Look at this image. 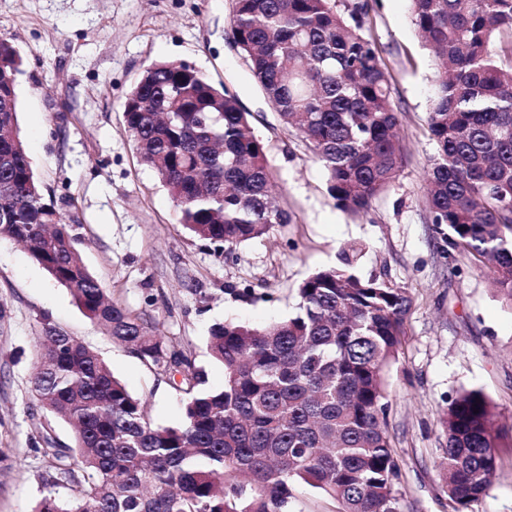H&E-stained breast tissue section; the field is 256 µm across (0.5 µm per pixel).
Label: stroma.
Masks as SVG:
<instances>
[{"mask_svg": "<svg viewBox=\"0 0 512 512\" xmlns=\"http://www.w3.org/2000/svg\"><path fill=\"white\" fill-rule=\"evenodd\" d=\"M233 0H0V39L23 58L18 124L36 178L73 227L88 270L113 302L140 315L224 386L207 348L213 324L264 325L291 316L299 285L363 246L356 273L407 289L406 343L384 372L388 427L399 454L403 512H452L440 472L449 400L479 389L506 431L492 484L471 512H512V308L486 272L449 252L425 208L435 146L427 125L435 60L414 29L409 0H369L400 112L404 160L396 181L352 218L327 193L326 173L285 128L228 45ZM184 60L229 84L266 146L277 200L289 216L266 235L216 252L176 222L175 203L143 164L123 118L142 68ZM96 351L146 398L151 419L174 425L183 394L145 361L113 344L28 250L0 240V512H37L47 490L43 435L73 447L65 421L34 414L28 386L43 320Z\"/></svg>", "mask_w": 512, "mask_h": 512, "instance_id": "obj_1", "label": "stroma"}]
</instances>
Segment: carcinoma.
<instances>
[{"instance_id":"1","label":"carcinoma","mask_w":512,"mask_h":512,"mask_svg":"<svg viewBox=\"0 0 512 512\" xmlns=\"http://www.w3.org/2000/svg\"><path fill=\"white\" fill-rule=\"evenodd\" d=\"M438 59L428 116L435 144L427 208L448 247L487 263L512 308V0H411ZM366 0H234L237 52L281 123L327 176L341 210L359 214L403 164L399 112ZM23 58L0 39V239L21 242L112 341L182 376V419L157 425L98 353L46 320L30 393L69 421L75 447L42 438L47 494L38 512H289L305 484L342 512H401L398 455L383 372L406 336V289L352 269L363 248L298 288V311L264 326L215 324L224 386L138 315L112 303L84 265L72 226L46 199L17 121ZM124 120L142 162L175 202L178 223L219 251L259 237L288 212L273 202L265 145L237 95L181 60L144 66ZM482 391L440 417L443 485L469 512L496 471L501 428ZM67 487L61 499L55 488Z\"/></svg>"}]
</instances>
